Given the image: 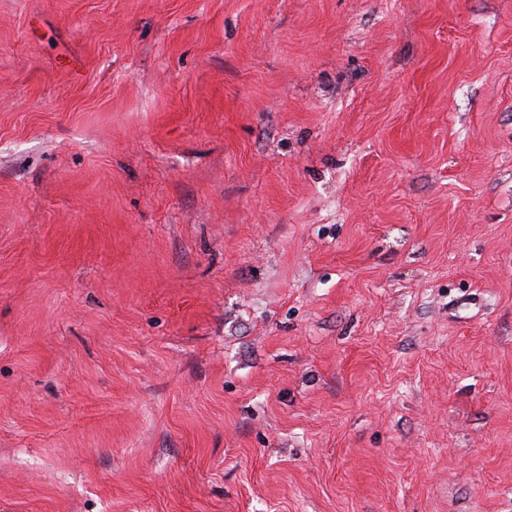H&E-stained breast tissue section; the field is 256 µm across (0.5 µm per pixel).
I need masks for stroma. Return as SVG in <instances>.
Masks as SVG:
<instances>
[{"label":"stroma","instance_id":"stroma-1","mask_svg":"<svg viewBox=\"0 0 512 512\" xmlns=\"http://www.w3.org/2000/svg\"><path fill=\"white\" fill-rule=\"evenodd\" d=\"M0 512H512V0H0Z\"/></svg>","mask_w":512,"mask_h":512}]
</instances>
